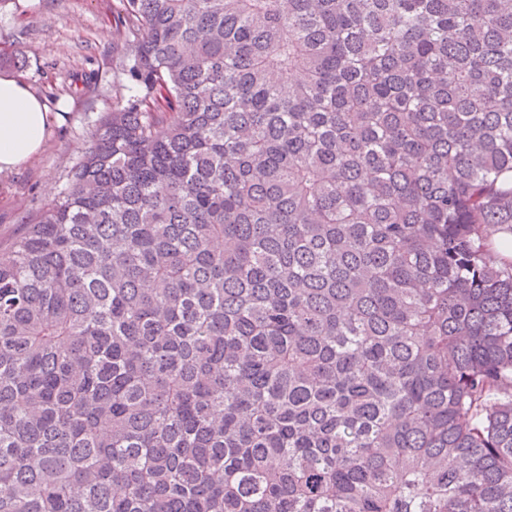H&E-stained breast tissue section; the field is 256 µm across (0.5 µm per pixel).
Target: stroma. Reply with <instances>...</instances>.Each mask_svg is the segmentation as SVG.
<instances>
[{
	"label": "stroma",
	"instance_id": "35a3bbf8",
	"mask_svg": "<svg viewBox=\"0 0 512 512\" xmlns=\"http://www.w3.org/2000/svg\"><path fill=\"white\" fill-rule=\"evenodd\" d=\"M119 0H9L0 8V47L17 52L13 77L59 119L30 163L0 173V254L47 205L65 192L72 168L116 99L132 90L119 77L134 46L113 16ZM94 72L96 88L82 92Z\"/></svg>",
	"mask_w": 512,
	"mask_h": 512
}]
</instances>
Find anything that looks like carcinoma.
I'll return each instance as SVG.
<instances>
[{"label":"carcinoma","instance_id":"cac0c4a2","mask_svg":"<svg viewBox=\"0 0 512 512\" xmlns=\"http://www.w3.org/2000/svg\"><path fill=\"white\" fill-rule=\"evenodd\" d=\"M120 2L0 256V512H512V0Z\"/></svg>","mask_w":512,"mask_h":512}]
</instances>
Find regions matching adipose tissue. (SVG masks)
I'll return each instance as SVG.
<instances>
[{"instance_id":"ef3b65f1","label":"adipose tissue","mask_w":512,"mask_h":512,"mask_svg":"<svg viewBox=\"0 0 512 512\" xmlns=\"http://www.w3.org/2000/svg\"><path fill=\"white\" fill-rule=\"evenodd\" d=\"M52 120L27 85L0 75V172L18 169L39 154Z\"/></svg>"}]
</instances>
